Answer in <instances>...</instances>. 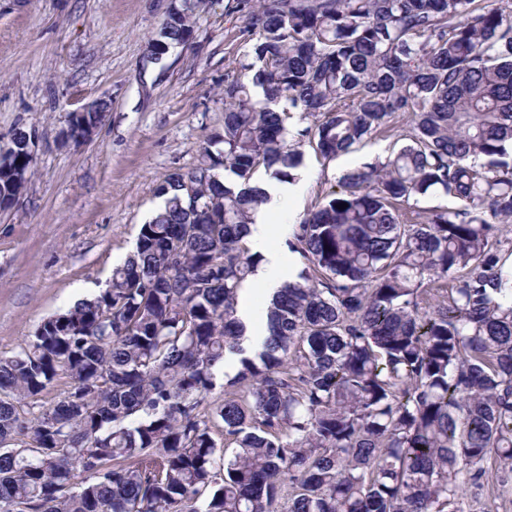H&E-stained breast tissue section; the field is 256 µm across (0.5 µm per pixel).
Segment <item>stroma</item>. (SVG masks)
<instances>
[{
  "label": "stroma",
  "instance_id": "obj_1",
  "mask_svg": "<svg viewBox=\"0 0 512 512\" xmlns=\"http://www.w3.org/2000/svg\"><path fill=\"white\" fill-rule=\"evenodd\" d=\"M170 0H0V148L31 134L34 167L0 210V352L24 345L43 319L103 288L161 207L159 188L197 165L224 128V80L245 59L237 0H208L190 41L147 59ZM109 108L87 141H68L70 115ZM397 133L327 160L303 144L302 194L270 220L271 244L337 190L340 177L385 158ZM462 512H512V472L496 458Z\"/></svg>",
  "mask_w": 512,
  "mask_h": 512
}]
</instances>
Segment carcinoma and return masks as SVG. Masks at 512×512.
Wrapping results in <instances>:
<instances>
[{
	"label": "carcinoma",
	"instance_id": "cac0c4a2",
	"mask_svg": "<svg viewBox=\"0 0 512 512\" xmlns=\"http://www.w3.org/2000/svg\"><path fill=\"white\" fill-rule=\"evenodd\" d=\"M239 2L223 151L160 188L106 288L0 354V512H459L489 457L512 471V0ZM200 3L177 0L172 43ZM401 117L404 144L296 225L304 269L245 345L255 170L289 181L301 143L330 160ZM436 189L458 205L412 209ZM217 421L236 450L214 489Z\"/></svg>",
	"mask_w": 512,
	"mask_h": 512
}]
</instances>
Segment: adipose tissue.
<instances>
[{"mask_svg":"<svg viewBox=\"0 0 512 512\" xmlns=\"http://www.w3.org/2000/svg\"><path fill=\"white\" fill-rule=\"evenodd\" d=\"M261 187L267 195V202L264 208L255 215L245 241L251 252L262 257V261L253 275L252 284L271 293L280 288L284 282L293 280L294 273L290 252L270 246L268 221L272 214L279 210L283 200L297 198L300 187L290 182L278 181L262 182Z\"/></svg>","mask_w":512,"mask_h":512,"instance_id":"1","label":"adipose tissue"}]
</instances>
